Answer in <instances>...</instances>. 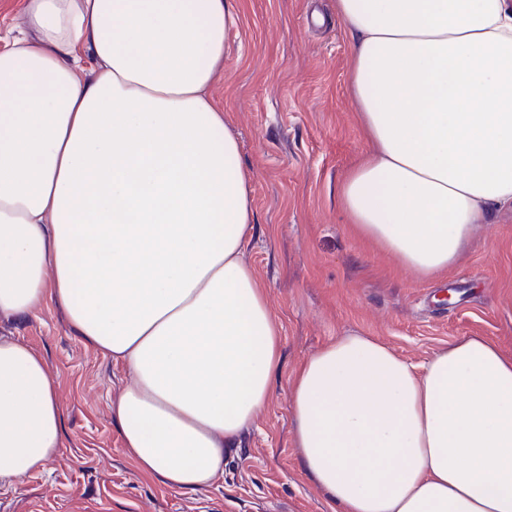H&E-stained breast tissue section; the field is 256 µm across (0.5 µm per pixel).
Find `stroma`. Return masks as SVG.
I'll return each mask as SVG.
<instances>
[{"mask_svg": "<svg viewBox=\"0 0 512 512\" xmlns=\"http://www.w3.org/2000/svg\"><path fill=\"white\" fill-rule=\"evenodd\" d=\"M239 9L210 97L253 176L255 231L242 258L282 325L269 403L225 448L223 475L174 490L124 453L112 406L128 376L75 334L66 308L0 314V336L29 344L59 384L62 421L59 458L1 487L0 512H333L295 444L289 388L307 357L352 332L416 365L466 337L512 355V211L487 216L434 280L357 236L341 187L371 145L335 0H239ZM448 289L452 305L437 303Z\"/></svg>", "mask_w": 512, "mask_h": 512, "instance_id": "obj_1", "label": "stroma"}]
</instances>
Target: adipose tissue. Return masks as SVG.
Instances as JSON below:
<instances>
[{"mask_svg": "<svg viewBox=\"0 0 512 512\" xmlns=\"http://www.w3.org/2000/svg\"><path fill=\"white\" fill-rule=\"evenodd\" d=\"M237 0H28L0 51V313L55 299L129 381L112 415L175 490L224 472L282 326L242 258L253 177L209 90ZM372 149L348 173L356 233L423 278L512 207V0H336ZM95 64L77 76L79 46ZM289 404L338 512H512V356L464 338L415 366L361 333L299 366ZM59 386L0 337V488L61 453Z\"/></svg>", "mask_w": 512, "mask_h": 512, "instance_id": "adipose-tissue-1", "label": "adipose tissue"}]
</instances>
